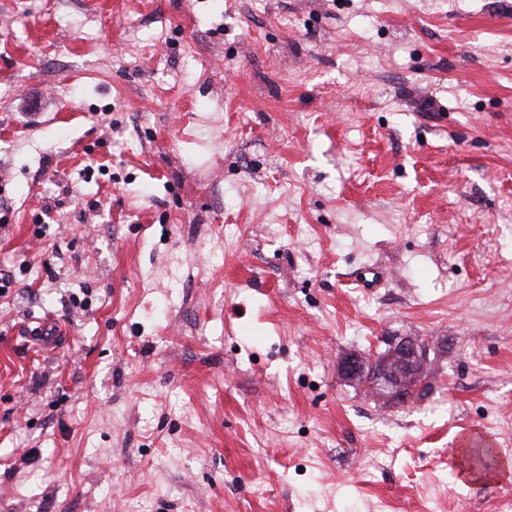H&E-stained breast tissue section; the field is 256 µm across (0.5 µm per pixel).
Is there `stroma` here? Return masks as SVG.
Listing matches in <instances>:
<instances>
[{
	"label": "stroma",
	"mask_w": 512,
	"mask_h": 512,
	"mask_svg": "<svg viewBox=\"0 0 512 512\" xmlns=\"http://www.w3.org/2000/svg\"><path fill=\"white\" fill-rule=\"evenodd\" d=\"M1 270L0 512H493L512 0H0ZM34 326L29 324L25 326L27 336L34 342V346L37 349L51 351L58 348L62 339L67 336V332L64 329L54 325L52 326L43 319L33 321ZM50 331V332H49ZM389 344V358L385 364L380 368L373 383L366 384L370 386V390L376 396L397 402H405L413 396L416 386H411L409 390L405 391L402 386H399L400 377L394 370L395 366L406 367L411 369L421 365V371L427 361L429 348L424 347L422 342L411 337L387 338ZM390 364H394L393 367ZM398 377L396 382L395 377Z\"/></svg>",
	"instance_id": "stroma-1"
}]
</instances>
